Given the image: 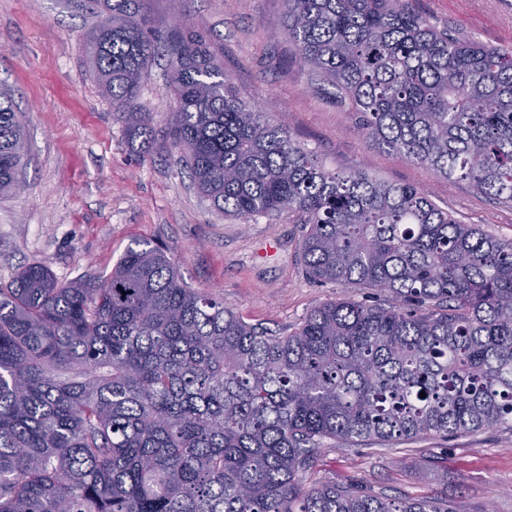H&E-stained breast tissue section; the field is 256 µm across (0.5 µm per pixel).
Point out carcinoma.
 I'll use <instances>...</instances> for the list:
<instances>
[{"instance_id":"1","label":"carcinoma","mask_w":512,"mask_h":512,"mask_svg":"<svg viewBox=\"0 0 512 512\" xmlns=\"http://www.w3.org/2000/svg\"><path fill=\"white\" fill-rule=\"evenodd\" d=\"M142 2L73 0L97 18L87 63L134 152L157 150L140 98L163 54L166 139L197 191L243 224L296 216L311 279L393 302H327L280 336L189 286L149 242L103 280L27 266L0 288V512H454L304 476L328 440L512 422V239L417 187L325 169L240 95L203 34L156 32ZM285 4L298 61L368 139L512 201V50L440 29L408 0ZM23 158L1 92V196Z\"/></svg>"}]
</instances>
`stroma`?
I'll return each mask as SVG.
<instances>
[{"label": "stroma", "mask_w": 512, "mask_h": 512, "mask_svg": "<svg viewBox=\"0 0 512 512\" xmlns=\"http://www.w3.org/2000/svg\"><path fill=\"white\" fill-rule=\"evenodd\" d=\"M433 25L512 49V0H409ZM154 28L172 17L207 37L241 95L284 125L326 169L363 171L428 191L458 221L512 238V202L437 177L367 140L348 107L315 88L285 39L283 0H145ZM90 16L66 0H0V90H9L24 131L21 194L0 197V283L25 265L68 282L109 276L132 241L170 248L192 287L274 334L315 307L348 298L387 304L388 293L310 279L295 216H225L201 196L177 150L135 155L85 60ZM141 102L163 138L174 110L167 62L155 60ZM359 484L389 499L449 500L455 512H512V427L409 442L328 441L306 485Z\"/></svg>", "instance_id": "1"}]
</instances>
